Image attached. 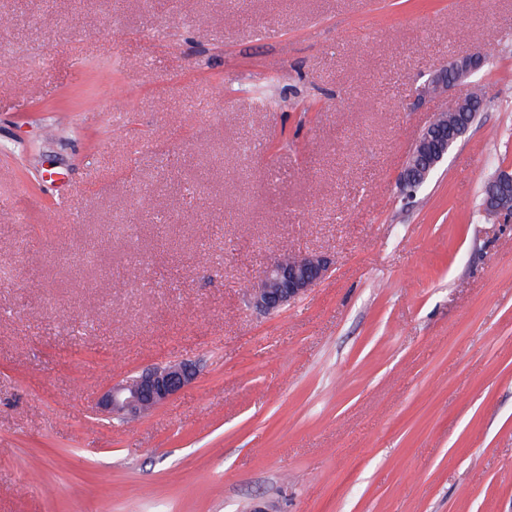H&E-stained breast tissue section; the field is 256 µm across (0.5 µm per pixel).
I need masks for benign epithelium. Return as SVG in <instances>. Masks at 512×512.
I'll return each mask as SVG.
<instances>
[{"label":"benign epithelium","instance_id":"7a95c632","mask_svg":"<svg viewBox=\"0 0 512 512\" xmlns=\"http://www.w3.org/2000/svg\"><path fill=\"white\" fill-rule=\"evenodd\" d=\"M485 52L475 51L459 56L438 70L424 87V93H435L464 84L475 71L484 66ZM483 104L480 93L470 89L450 104L456 109H471L476 120ZM447 112H439L416 140L401 174L403 187L425 180L436 166L455 148L462 133L448 137L442 122ZM484 206L494 215L512 214V170L500 171L484 188ZM330 270L329 259L321 254H282L262 270L250 289L252 305L264 312H274L302 296L323 279ZM196 379V366L179 361L164 367H152L137 376L110 386L101 396L99 408L109 417L127 419L165 403L191 385Z\"/></svg>","mask_w":512,"mask_h":512}]
</instances>
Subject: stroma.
<instances>
[{"label":"stroma","mask_w":512,"mask_h":512,"mask_svg":"<svg viewBox=\"0 0 512 512\" xmlns=\"http://www.w3.org/2000/svg\"><path fill=\"white\" fill-rule=\"evenodd\" d=\"M0 512H512V0H0ZM484 110L405 201L419 92ZM331 270L272 314L275 256ZM189 360L138 421L112 382ZM486 62L485 52L475 51L466 55L456 57L449 62L448 66L438 70L422 90L423 93H436L449 87L463 85L465 80L475 71L484 66ZM448 73L455 75L456 80L448 83ZM485 183L483 187L485 186ZM483 196L484 206L489 212L494 215L511 216L512 209L510 206L512 205V170L504 169L500 171L490 181V183L485 186Z\"/></svg>","instance_id":"obj_1"}]
</instances>
